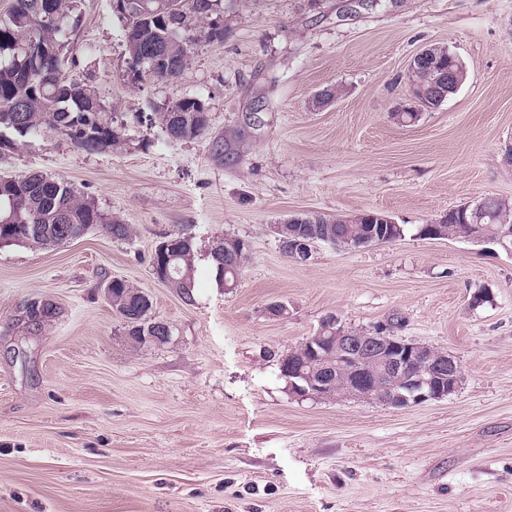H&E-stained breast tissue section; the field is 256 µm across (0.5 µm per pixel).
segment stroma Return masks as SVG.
I'll return each mask as SVG.
<instances>
[{"instance_id": "35a3bbf8", "label": "stroma", "mask_w": 512, "mask_h": 512, "mask_svg": "<svg viewBox=\"0 0 512 512\" xmlns=\"http://www.w3.org/2000/svg\"><path fill=\"white\" fill-rule=\"evenodd\" d=\"M73 5L69 74L124 144L16 136L0 176L63 177L131 235L0 245V512H512V254L417 232L512 202V0H224L223 43L168 82L133 78L112 0ZM434 44L466 79L399 122L410 63ZM188 95L208 127L170 140L154 114ZM364 210L404 237L319 243L299 265L273 231ZM176 231L196 244L190 302L152 268ZM225 235L249 246L229 289L210 273ZM115 278L150 298L167 343L131 348L105 296ZM331 314L367 329L401 316L399 338L459 359L460 387L406 408L293 398L278 357Z\"/></svg>"}]
</instances>
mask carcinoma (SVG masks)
<instances>
[{
    "instance_id": "obj_1",
    "label": "carcinoma",
    "mask_w": 512,
    "mask_h": 512,
    "mask_svg": "<svg viewBox=\"0 0 512 512\" xmlns=\"http://www.w3.org/2000/svg\"><path fill=\"white\" fill-rule=\"evenodd\" d=\"M132 9L119 11L124 23L126 47L132 64L144 67L154 78L171 81L185 68L193 46L201 41L224 42V0H131ZM69 0H14L0 17V147L11 143L3 134L12 130L21 137L50 129L75 147L98 153L121 146L120 134L100 104L93 86L76 81L67 69L76 58L67 31L78 27ZM449 47H432L429 60L416 66L412 92L420 106L439 104V86L446 73L465 76L454 63ZM204 101L184 96L159 113L167 137L193 140L208 126L199 107ZM485 219L480 224H448V238L481 235L504 237L512 247V203L496 197L482 199ZM97 226L116 240L130 236V227L106 218L90 201L80 198L62 177L32 173L0 177V239L3 243L54 247L84 235ZM363 225L347 221V215H319L313 224H284L279 237L288 240L330 237L357 239ZM174 242L171 287L185 301H192L195 249L193 238L177 231L167 236ZM112 305L125 320L127 335L145 347L156 345L150 299L127 281L112 283ZM332 347L301 344L279 363H306L307 369L334 367Z\"/></svg>"
}]
</instances>
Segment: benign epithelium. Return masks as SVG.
<instances>
[{
  "mask_svg": "<svg viewBox=\"0 0 512 512\" xmlns=\"http://www.w3.org/2000/svg\"><path fill=\"white\" fill-rule=\"evenodd\" d=\"M368 232L352 242L340 244L343 249H355L388 241L378 231L380 224L394 220L373 211H362L352 216ZM313 239L297 240L289 252L299 265L308 263ZM332 336H325L326 331ZM314 341H332L336 348V372L342 380L336 389V398L356 399L368 403H382L397 408L422 404L444 398L457 389L462 377L459 360L446 350L421 343L400 340L392 334L390 325L373 329H353L339 324L334 316L323 321V327L312 337ZM418 365L420 369L411 371ZM288 374L295 375L303 384H288V391L300 400L321 401L328 387L301 369L288 366Z\"/></svg>",
  "mask_w": 512,
  "mask_h": 512,
  "instance_id": "benign-epithelium-1",
  "label": "benign epithelium"
}]
</instances>
